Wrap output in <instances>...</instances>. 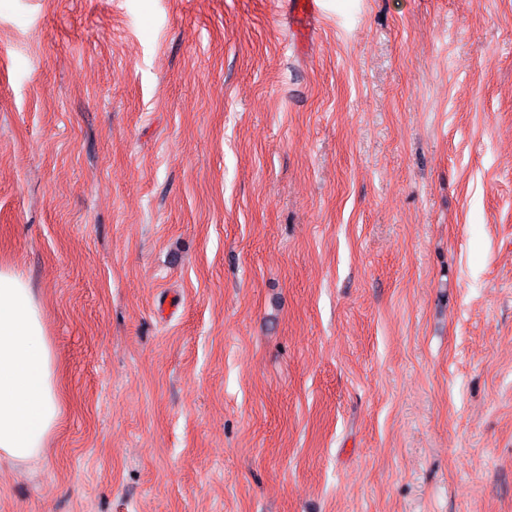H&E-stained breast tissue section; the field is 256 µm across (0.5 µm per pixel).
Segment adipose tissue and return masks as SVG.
Here are the masks:
<instances>
[{
	"mask_svg": "<svg viewBox=\"0 0 512 512\" xmlns=\"http://www.w3.org/2000/svg\"><path fill=\"white\" fill-rule=\"evenodd\" d=\"M64 416L57 363L35 288L0 264V457L40 460Z\"/></svg>",
	"mask_w": 512,
	"mask_h": 512,
	"instance_id": "obj_1",
	"label": "adipose tissue"
}]
</instances>
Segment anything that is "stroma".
Masks as SVG:
<instances>
[{"instance_id":"stroma-1","label":"stroma","mask_w":512,"mask_h":512,"mask_svg":"<svg viewBox=\"0 0 512 512\" xmlns=\"http://www.w3.org/2000/svg\"><path fill=\"white\" fill-rule=\"evenodd\" d=\"M321 8L0 0V512H512V0ZM320 0H290L288 7L295 23L294 34L297 38H308L311 27L319 21ZM64 407L37 292L12 266L0 264V458L38 462Z\"/></svg>"}]
</instances>
